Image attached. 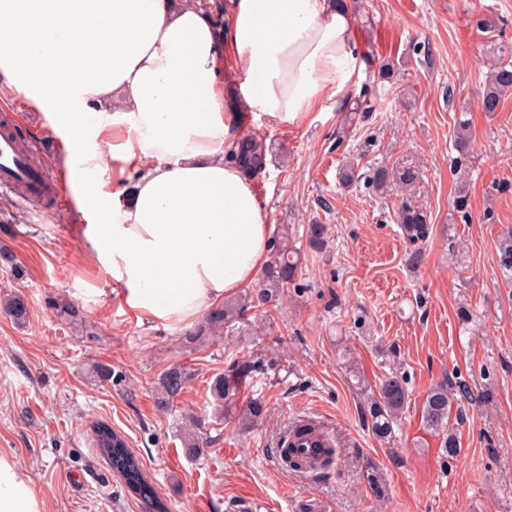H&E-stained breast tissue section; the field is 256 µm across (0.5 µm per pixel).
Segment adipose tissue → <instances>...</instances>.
Returning <instances> with one entry per match:
<instances>
[{"label": "adipose tissue", "instance_id": "obj_1", "mask_svg": "<svg viewBox=\"0 0 512 512\" xmlns=\"http://www.w3.org/2000/svg\"><path fill=\"white\" fill-rule=\"evenodd\" d=\"M365 63L337 0H0V101L49 114L72 220L116 295L185 324L253 283L271 226L227 155L236 100L278 124L340 102ZM0 512H42L0 454Z\"/></svg>", "mask_w": 512, "mask_h": 512}]
</instances>
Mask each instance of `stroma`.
I'll use <instances>...</instances> for the list:
<instances>
[{
  "mask_svg": "<svg viewBox=\"0 0 512 512\" xmlns=\"http://www.w3.org/2000/svg\"><path fill=\"white\" fill-rule=\"evenodd\" d=\"M346 2L376 109L350 131L343 106L298 126L244 112V130L267 148L266 170L251 183L269 224L290 225L302 268L277 306L248 312L239 333L202 347L183 342L193 325L139 319L106 292V274L72 227L63 139L22 99L8 104L14 130L41 144L37 161L61 194L45 208L0 189V298L27 305L21 322L0 311V454L32 479L42 512H147L95 447L97 422L125 436L169 512H512V280L499 266L500 239L512 229V92L499 112L477 105L488 59L512 44V0ZM387 61L403 64V80L378 81ZM462 114L474 142L463 173L454 167ZM409 153L423 165L418 201L432 224L417 246L397 224L400 194L365 181ZM348 162L361 179L345 188ZM462 174L469 224L451 217ZM315 223L328 228L318 250L306 235ZM462 307L469 321H460ZM258 351L274 367L247 381L238 401L262 399L266 414L243 431L221 419L210 386ZM174 362L192 378L163 412L156 386ZM350 362L372 385L405 379L391 438L368 427ZM458 378L491 400L452 409L461 453L448 462L421 412L432 388ZM193 417L209 445L191 458L183 436ZM306 418L338 450L318 474L285 470L276 451L288 426ZM372 466L385 500L368 489Z\"/></svg>",
  "mask_w": 512,
  "mask_h": 512,
  "instance_id": "obj_1",
  "label": "stroma"
}]
</instances>
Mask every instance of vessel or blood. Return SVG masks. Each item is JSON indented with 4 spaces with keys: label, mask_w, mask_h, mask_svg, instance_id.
I'll return each mask as SVG.
<instances>
[{
    "label": "vessel or blood",
    "mask_w": 512,
    "mask_h": 512,
    "mask_svg": "<svg viewBox=\"0 0 512 512\" xmlns=\"http://www.w3.org/2000/svg\"><path fill=\"white\" fill-rule=\"evenodd\" d=\"M0 188L21 192L24 200L44 203L58 199L53 184L44 182L41 174L31 168L9 124H0Z\"/></svg>",
    "instance_id": "b4317fda"
}]
</instances>
